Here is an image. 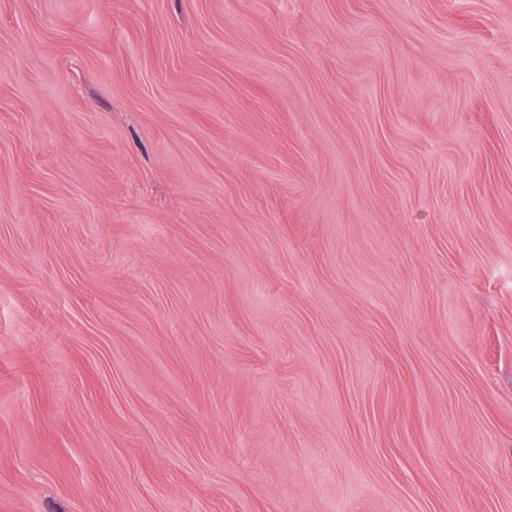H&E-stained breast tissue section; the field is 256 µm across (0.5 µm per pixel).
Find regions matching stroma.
Here are the masks:
<instances>
[{
  "mask_svg": "<svg viewBox=\"0 0 512 512\" xmlns=\"http://www.w3.org/2000/svg\"><path fill=\"white\" fill-rule=\"evenodd\" d=\"M0 512H512V0H0Z\"/></svg>",
  "mask_w": 512,
  "mask_h": 512,
  "instance_id": "1",
  "label": "stroma"
}]
</instances>
